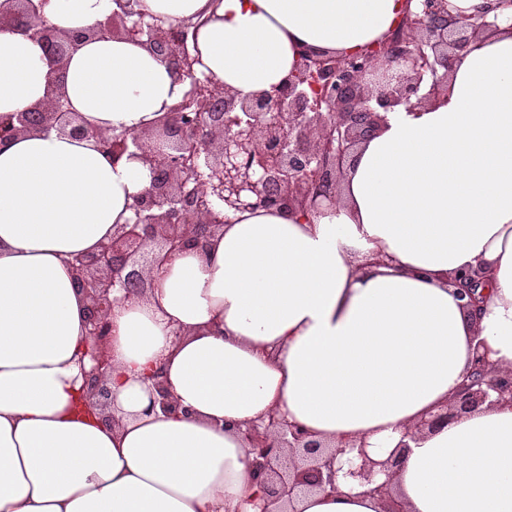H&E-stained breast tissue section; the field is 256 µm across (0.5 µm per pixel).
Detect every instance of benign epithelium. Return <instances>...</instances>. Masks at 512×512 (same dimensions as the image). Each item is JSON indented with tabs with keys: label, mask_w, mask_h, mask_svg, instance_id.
Wrapping results in <instances>:
<instances>
[{
	"label": "benign epithelium",
	"mask_w": 512,
	"mask_h": 512,
	"mask_svg": "<svg viewBox=\"0 0 512 512\" xmlns=\"http://www.w3.org/2000/svg\"><path fill=\"white\" fill-rule=\"evenodd\" d=\"M406 2L415 7L406 9L384 41L342 57L301 47L288 78L246 96L216 89L209 76L198 77L199 58L191 46L198 23L187 19L167 25L138 9V0H122V8L85 32L51 24L34 0H11L0 10V28L40 42L50 61L45 98L22 112L0 115V145L32 131L54 130L94 140L114 165L134 158L151 172L149 186L134 196L128 223L74 262L87 302L88 334L96 342L89 351L92 365L83 371L84 409L112 419L106 413L112 391L105 368L114 302L145 298L153 288L152 274L173 254L191 245L205 249L237 212L335 209L345 163L357 147L384 127L386 114L395 107L410 108L447 91L452 60L473 39L498 29L487 17L504 0H487L484 11L474 16L451 14L448 0ZM94 36L135 41L168 66L174 83L199 85L204 91L180 97L138 132L103 131L72 110L64 87L68 60L84 39ZM480 279L478 269L460 277L462 307H476L473 285ZM489 355L487 344L479 342L467 381L453 401L406 437L414 440L486 403L512 405V370L489 371ZM150 378L155 392L150 407L178 412L161 369ZM244 438L254 475L267 488L261 512H284L313 490L336 493L341 471L367 483L384 474L375 491L385 498L386 512H403L391 485L408 448L404 441L387 459L375 460L364 442L332 449L276 411L249 425ZM348 449L357 450V459L339 460Z\"/></svg>",
	"instance_id": "obj_1"
}]
</instances>
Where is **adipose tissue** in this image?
Returning a JSON list of instances; mask_svg holds the SVG:
<instances>
[{
    "label": "adipose tissue",
    "mask_w": 512,
    "mask_h": 512,
    "mask_svg": "<svg viewBox=\"0 0 512 512\" xmlns=\"http://www.w3.org/2000/svg\"><path fill=\"white\" fill-rule=\"evenodd\" d=\"M112 0H46L86 31ZM405 0H140L167 23L204 18L202 74L243 95L270 89L306 45L345 55L383 40ZM474 39L448 91L395 107L348 161L336 208L247 211L172 256L148 297L112 307L114 421L80 408L94 339L73 257L111 238L150 183L138 161L32 132L0 147V512H260L246 426L277 410L317 439L386 459L455 396L478 342L512 369V30ZM40 42L0 29V113L46 95ZM72 107L139 131L182 93L140 44L88 38L71 56ZM486 271L479 315L457 270ZM181 328L173 340L171 328ZM184 407L149 410L155 366ZM338 477L299 512H383ZM404 512H512V407L481 408L413 441L395 474Z\"/></svg>",
    "instance_id": "obj_1"
}]
</instances>
